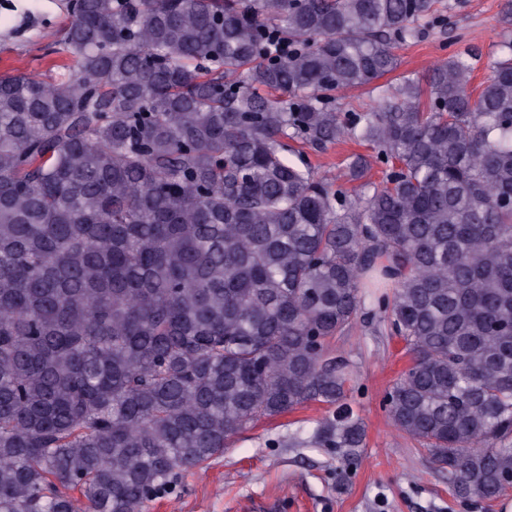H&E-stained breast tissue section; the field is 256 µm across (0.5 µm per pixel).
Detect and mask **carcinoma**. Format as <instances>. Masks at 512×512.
I'll use <instances>...</instances> for the list:
<instances>
[{
  "label": "carcinoma",
  "mask_w": 512,
  "mask_h": 512,
  "mask_svg": "<svg viewBox=\"0 0 512 512\" xmlns=\"http://www.w3.org/2000/svg\"><path fill=\"white\" fill-rule=\"evenodd\" d=\"M436 3L68 0L73 80L0 77V512H144L311 403L354 464L329 342L386 287L391 424L461 501L509 489L512 0L478 91L466 53L376 85ZM342 137L380 183L288 156Z\"/></svg>",
  "instance_id": "1"
}]
</instances>
